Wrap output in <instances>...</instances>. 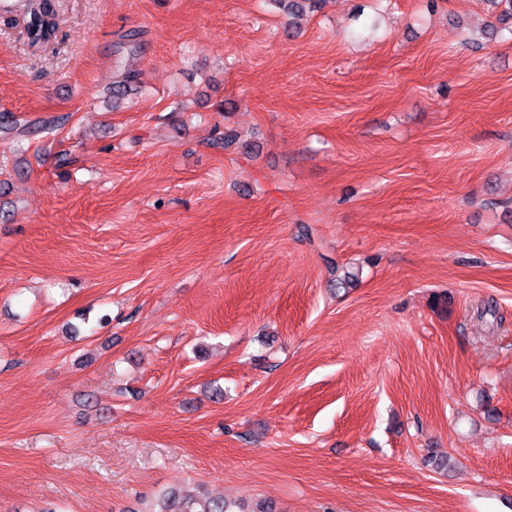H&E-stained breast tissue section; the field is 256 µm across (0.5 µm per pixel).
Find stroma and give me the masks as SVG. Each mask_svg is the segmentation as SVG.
I'll return each mask as SVG.
<instances>
[{"mask_svg":"<svg viewBox=\"0 0 512 512\" xmlns=\"http://www.w3.org/2000/svg\"><path fill=\"white\" fill-rule=\"evenodd\" d=\"M56 8L34 47L0 0V113L32 130L0 132V512H512L484 0H323L293 34L274 0ZM154 512H245L230 510L221 497H203L196 494H180L172 491L164 495Z\"/></svg>","mask_w":512,"mask_h":512,"instance_id":"obj_1","label":"stroma"}]
</instances>
